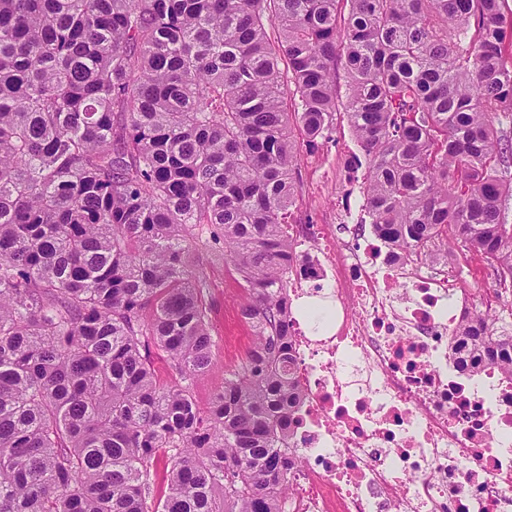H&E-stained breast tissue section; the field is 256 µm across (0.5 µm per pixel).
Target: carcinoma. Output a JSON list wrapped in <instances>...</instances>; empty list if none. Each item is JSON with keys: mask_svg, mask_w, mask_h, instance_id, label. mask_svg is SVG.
Instances as JSON below:
<instances>
[{"mask_svg": "<svg viewBox=\"0 0 512 512\" xmlns=\"http://www.w3.org/2000/svg\"><path fill=\"white\" fill-rule=\"evenodd\" d=\"M504 3L0 0V512H283V224L340 67L376 232L512 288ZM209 252L257 343L204 411ZM488 319L461 345L512 374V322Z\"/></svg>", "mask_w": 512, "mask_h": 512, "instance_id": "carcinoma-1", "label": "carcinoma"}]
</instances>
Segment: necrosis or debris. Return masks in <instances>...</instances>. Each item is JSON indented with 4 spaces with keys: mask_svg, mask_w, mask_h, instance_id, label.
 I'll return each mask as SVG.
<instances>
[{
    "mask_svg": "<svg viewBox=\"0 0 512 512\" xmlns=\"http://www.w3.org/2000/svg\"><path fill=\"white\" fill-rule=\"evenodd\" d=\"M345 238L293 208L282 269L298 393L285 512H512V376L471 371L467 289L336 211Z\"/></svg>",
    "mask_w": 512,
    "mask_h": 512,
    "instance_id": "obj_1",
    "label": "necrosis or debris"
}]
</instances>
